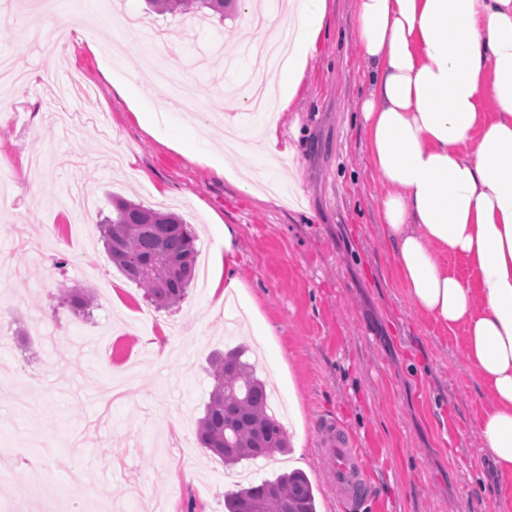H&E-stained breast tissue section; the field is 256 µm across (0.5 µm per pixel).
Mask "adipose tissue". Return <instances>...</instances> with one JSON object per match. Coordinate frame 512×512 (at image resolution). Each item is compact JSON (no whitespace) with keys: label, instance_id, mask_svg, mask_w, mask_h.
<instances>
[{"label":"adipose tissue","instance_id":"ef3b65f1","mask_svg":"<svg viewBox=\"0 0 512 512\" xmlns=\"http://www.w3.org/2000/svg\"><path fill=\"white\" fill-rule=\"evenodd\" d=\"M327 0H288V56L276 108H289L323 28ZM370 91L358 117L371 165L389 185L383 233L413 304L466 331L464 350L489 401L481 444L512 478V0H355ZM121 96L155 138L209 160L141 90ZM494 111H487V104ZM463 257L469 278L439 254Z\"/></svg>","mask_w":512,"mask_h":512}]
</instances>
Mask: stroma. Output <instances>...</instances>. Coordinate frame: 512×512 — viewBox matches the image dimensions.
Here are the masks:
<instances>
[{
	"label": "stroma",
	"mask_w": 512,
	"mask_h": 512,
	"mask_svg": "<svg viewBox=\"0 0 512 512\" xmlns=\"http://www.w3.org/2000/svg\"><path fill=\"white\" fill-rule=\"evenodd\" d=\"M82 18L65 46L39 0H0V57L26 69L0 84V309L20 344L0 334V502L11 512H224L243 478L298 469L317 512H345L322 468L316 431L327 418L353 434L370 467L371 491L357 512H512V479L482 450L486 404L464 352L465 333L414 307L383 236L389 192L373 172L355 114L368 92L354 0H327L317 50L292 106L278 121L280 153L259 167L284 177L266 202L138 122L107 75L120 57L109 45L141 47L126 77L148 95L172 99L158 82L169 49L182 51L179 80L194 84L205 131L224 167L242 162L224 148V100L243 91L261 28L238 7L225 20L171 18L143 0H60ZM179 213L199 250L185 299L147 318L143 291L99 243V214L112 196ZM236 232L234 274L257 298L217 302L211 276ZM64 288H86L95 307L75 318ZM167 347L159 354L150 344ZM246 345L272 408L287 430L304 422L290 455L225 471L195 446L185 461L174 440L195 439L209 399L212 354ZM131 374L130 395L97 422L98 392ZM33 411H19L21 395ZM23 475L36 492H21Z\"/></svg>",
	"instance_id": "obj_1"
}]
</instances>
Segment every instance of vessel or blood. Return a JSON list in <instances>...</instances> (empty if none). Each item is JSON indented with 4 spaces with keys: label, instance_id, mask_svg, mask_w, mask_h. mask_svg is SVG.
<instances>
[{
    "label": "vessel or blood",
    "instance_id": "obj_1",
    "mask_svg": "<svg viewBox=\"0 0 512 512\" xmlns=\"http://www.w3.org/2000/svg\"><path fill=\"white\" fill-rule=\"evenodd\" d=\"M318 442L324 467L344 503L356 506L368 496L370 481L365 459L352 435L339 422H326L318 428Z\"/></svg>",
    "mask_w": 512,
    "mask_h": 512
}]
</instances>
